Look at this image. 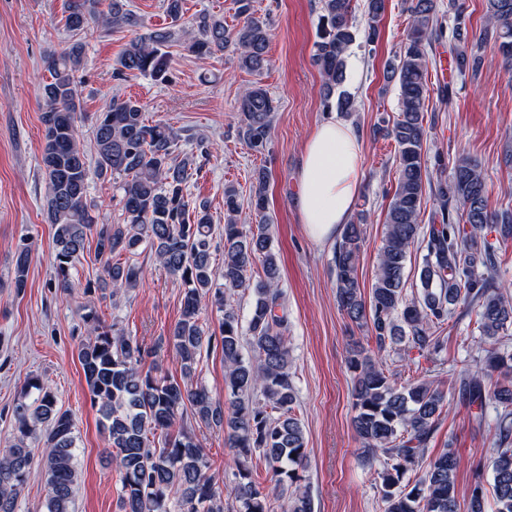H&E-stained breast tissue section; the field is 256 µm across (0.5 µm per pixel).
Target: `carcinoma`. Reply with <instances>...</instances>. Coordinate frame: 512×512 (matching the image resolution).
Instances as JSON below:
<instances>
[{"mask_svg":"<svg viewBox=\"0 0 512 512\" xmlns=\"http://www.w3.org/2000/svg\"><path fill=\"white\" fill-rule=\"evenodd\" d=\"M101 5L102 0H67L65 27L75 40L50 58L51 80L42 88L44 210L54 230L57 287L72 288L73 271L91 237L102 267L101 282L114 293L137 287L143 270L135 257L143 245L183 285L181 318L162 341L180 365V381L156 366H145L154 351L116 324H107L91 308L82 315L87 336L78 359L121 471L122 512H224L223 493L209 474L189 417L227 434V445L239 459L230 487L236 512H273L269 495L260 490L248 466L255 454L263 457L274 488L288 493L279 504L281 512H313L310 497L300 487L307 441L295 414L288 308L279 288L271 225L243 229L237 223L243 202L237 190L227 186L224 231L214 238L207 203L192 201L184 193L203 163L179 157L177 136L160 123L148 124L136 101L112 98L91 131L95 164L83 150L75 72L83 62L84 44L76 36L91 22L107 30L145 26L128 0H109L105 11ZM234 6L239 24L233 27L222 17L202 13L187 28H155L132 39L118 59L115 77L149 75L170 81L165 48L177 34L199 56L230 50L241 68L263 71L270 64V29L255 18L253 0H234ZM364 6L365 40L373 43L379 37L385 0H365ZM321 11L314 62L324 79L326 111L349 112L350 97L341 95L334 105L329 100L342 81L345 54L355 38L351 0H322ZM408 11L406 41L386 63V78L398 87V112L373 128V133L395 143L398 160L374 283L367 294L358 278L367 223L360 212L344 225L333 251L336 298L380 352L401 347L438 355L443 341L437 330L460 305L475 312L476 344H487L490 350L486 367L462 370L448 393L426 379L401 380L385 361L352 351L348 365L353 372V429L364 459L380 463L374 474L382 512H458V450L448 447L426 455L439 416L455 399L477 408L474 419L482 426L487 424V403L502 404L504 410L489 427L496 445L489 466L494 512H512V354L497 349L512 335V287L499 281L498 247L487 239L490 232L503 242L511 239L512 217L490 209L484 173L469 157L458 156L450 181L434 178L424 160L429 51L436 43L450 41L459 74L474 77L485 63L482 47L491 42L512 71V0H487L485 23L477 36L470 34L459 11L453 26L447 27L437 0H409ZM278 107L261 87L241 97L238 135L249 149L266 148ZM92 174L122 177L117 186L121 222L96 223L88 201ZM267 186L268 172L255 171L248 206L259 214L266 208ZM428 194L436 208L424 228L420 215ZM419 242L426 251L421 288L408 299L403 293L405 264ZM216 253L221 256L218 266L213 264ZM30 254V236L23 235L15 250L13 288L18 293L27 285ZM121 255L124 263L112 262ZM257 266L263 276L254 282L251 272ZM238 290L250 298L245 326L229 296ZM204 302L220 315L213 331L200 322ZM204 348H218L224 357V386L232 397L228 407L205 387L189 383ZM496 370L503 373L502 380L488 382V372ZM12 415L13 440L0 451V512H16L36 467L44 472L48 487L46 512H73L78 468L71 414L58 408L49 386L32 377ZM417 467L425 469L424 476L413 483L405 480ZM466 512H488L481 486L472 489Z\"/></svg>","mask_w":512,"mask_h":512,"instance_id":"cac0c4a2","label":"carcinoma"}]
</instances>
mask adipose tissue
<instances>
[{"mask_svg":"<svg viewBox=\"0 0 512 512\" xmlns=\"http://www.w3.org/2000/svg\"><path fill=\"white\" fill-rule=\"evenodd\" d=\"M362 142L343 120L321 122L307 139L298 170L297 207L312 240H333L346 224L361 181Z\"/></svg>","mask_w":512,"mask_h":512,"instance_id":"1","label":"adipose tissue"}]
</instances>
